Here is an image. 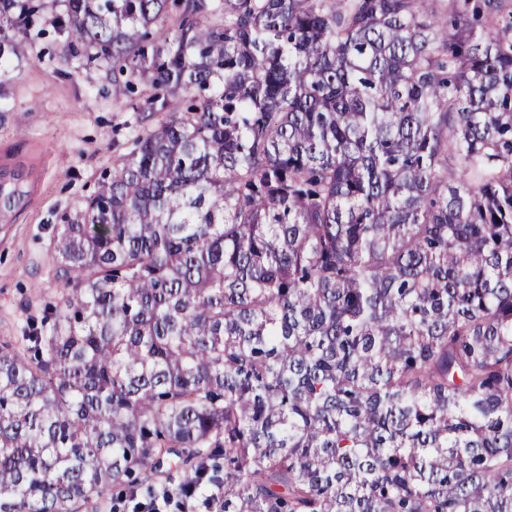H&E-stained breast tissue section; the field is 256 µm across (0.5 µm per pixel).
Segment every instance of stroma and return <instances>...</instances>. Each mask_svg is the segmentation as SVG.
I'll return each instance as SVG.
<instances>
[{
    "label": "stroma",
    "mask_w": 512,
    "mask_h": 512,
    "mask_svg": "<svg viewBox=\"0 0 512 512\" xmlns=\"http://www.w3.org/2000/svg\"><path fill=\"white\" fill-rule=\"evenodd\" d=\"M26 57L0 75V169L22 172L27 196L0 222V340L21 335L28 315L58 301L54 236L62 214L97 186L127 152L145 98L118 110L105 68L66 57L49 16L36 24Z\"/></svg>",
    "instance_id": "obj_1"
}]
</instances>
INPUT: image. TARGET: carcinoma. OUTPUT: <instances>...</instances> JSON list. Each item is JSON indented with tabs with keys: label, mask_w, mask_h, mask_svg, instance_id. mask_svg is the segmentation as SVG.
<instances>
[{
	"label": "carcinoma",
	"mask_w": 512,
	"mask_h": 512,
	"mask_svg": "<svg viewBox=\"0 0 512 512\" xmlns=\"http://www.w3.org/2000/svg\"><path fill=\"white\" fill-rule=\"evenodd\" d=\"M152 90L0 343V512H512V10L0 0ZM0 184V210L22 197ZM132 487H126L117 497L116 492L99 500H93L89 504L83 506L79 512H147L146 509H133V505L137 501H144L141 491L134 489V495L137 494L136 500L130 501Z\"/></svg>",
	"instance_id": "obj_1"
}]
</instances>
